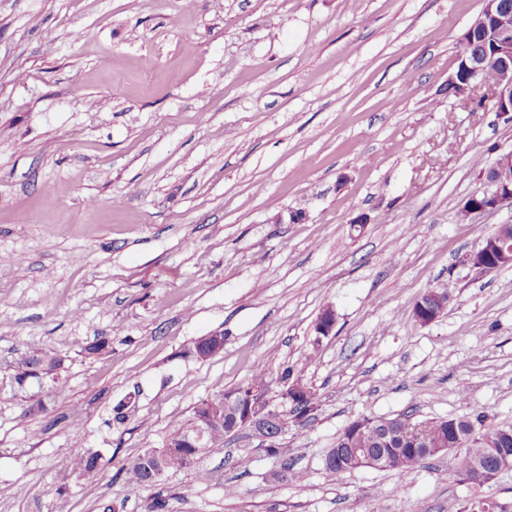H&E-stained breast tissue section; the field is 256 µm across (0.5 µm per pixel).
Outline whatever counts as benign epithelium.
<instances>
[{
  "label": "benign epithelium",
  "instance_id": "obj_1",
  "mask_svg": "<svg viewBox=\"0 0 512 512\" xmlns=\"http://www.w3.org/2000/svg\"><path fill=\"white\" fill-rule=\"evenodd\" d=\"M481 14L464 33V50L459 58L457 70L448 79L456 88L457 95H465L476 87H486L492 91L494 108L498 112L512 113V6L507 0H484ZM492 45V56L497 61V72L493 80L483 77L484 58L482 54L470 51L476 39ZM484 176L490 185L485 192V202L474 203L468 199L461 214L471 219L478 214L512 208V151L498 154L485 168ZM469 263L485 271L497 269L500 265L512 264V225L501 224L494 233L486 237L481 247L469 257ZM448 306L444 296L433 294L426 300H419L413 307L415 319L421 324H429L436 319L434 312ZM334 310L327 308L317 318L314 331L318 337L331 335L335 327ZM304 394L300 383L288 385L272 396L268 388L253 386L248 392L234 399L227 397L222 402H212L200 407L215 423L222 421L224 411L233 413L250 432L259 448H275L288 427L306 425L320 410H294V406ZM512 468V454H496L490 460L471 462L467 472L469 481L483 484L494 479L501 471Z\"/></svg>",
  "mask_w": 512,
  "mask_h": 512
}]
</instances>
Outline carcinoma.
I'll return each mask as SVG.
<instances>
[{
	"label": "carcinoma",
	"mask_w": 512,
	"mask_h": 512,
	"mask_svg": "<svg viewBox=\"0 0 512 512\" xmlns=\"http://www.w3.org/2000/svg\"><path fill=\"white\" fill-rule=\"evenodd\" d=\"M16 366L18 373L15 381L19 386L34 379L41 381L54 375L60 366V362L43 357L39 354H28L20 357ZM485 416L476 415L458 419H437L429 421H415L410 416H398L389 419H365L364 424H372L374 431L362 429L356 436L352 447L367 448L376 457L385 459L402 458V461L393 465V469L400 470L423 460V456L415 455L425 442L434 443L439 448H452L459 452V473L466 472L465 462L484 457L489 449V438L500 433L509 432L511 436L502 440L503 447L512 448V426L495 427L479 430L484 425ZM234 421L224 419V428H213L207 433V443L204 448H177L171 450L166 447L150 449L143 453L127 471L128 481L135 486L150 487L155 484L151 470L154 458L165 456L166 470L178 471L191 466L197 458L210 448H216L224 443V438L229 436L233 429ZM205 427V423L198 419L197 415L187 421L174 422L166 436V441L172 443L176 440L195 433ZM71 471L89 479L95 476L99 457L81 449L72 452L69 459Z\"/></svg>",
	"instance_id": "carcinoma-1"
}]
</instances>
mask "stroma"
I'll return each instance as SVG.
<instances>
[{
	"label": "stroma",
	"mask_w": 512,
	"mask_h": 512,
	"mask_svg": "<svg viewBox=\"0 0 512 512\" xmlns=\"http://www.w3.org/2000/svg\"><path fill=\"white\" fill-rule=\"evenodd\" d=\"M483 6L0 0V254L18 260L0 264V512H512V469L475 485L454 451L324 469L365 418L512 425V267L468 261L512 210L459 218L512 119L448 91ZM215 332L223 351L198 359ZM32 352L60 374L18 387ZM286 370L321 398L282 438L303 482L274 480L281 459L244 431L128 482L174 417L259 371L278 392ZM75 419L89 480L63 475ZM449 300L450 295L448 296V300L445 301L444 296L437 293L433 295L429 294L425 301H422L420 298L413 307L415 319L424 325L433 322L438 315L435 316L432 310H435V312L438 313L440 310L448 306Z\"/></svg>",
	"instance_id": "stroma-1"
}]
</instances>
